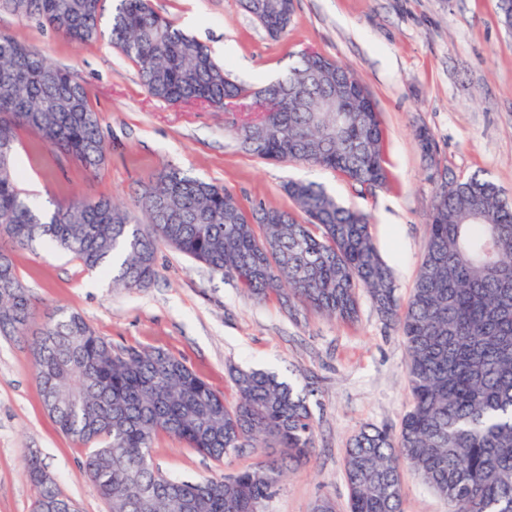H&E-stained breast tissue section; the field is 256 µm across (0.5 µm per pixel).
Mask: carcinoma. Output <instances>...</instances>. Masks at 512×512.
<instances>
[{
  "instance_id": "obj_1",
  "label": "carcinoma",
  "mask_w": 512,
  "mask_h": 512,
  "mask_svg": "<svg viewBox=\"0 0 512 512\" xmlns=\"http://www.w3.org/2000/svg\"><path fill=\"white\" fill-rule=\"evenodd\" d=\"M103 0H0V6L71 42L101 36ZM268 36L288 32L294 0H241ZM110 40L159 100L218 112L246 108L274 87L288 108L234 128L240 148L266 162L330 169L362 190L387 181L376 106L352 68L304 52L275 82L254 89L228 77L208 48L173 28L149 0H118ZM353 91L337 96L336 74ZM95 172L106 159L99 114L69 70L0 35V241L45 239L112 283L143 288L166 244L222 273L259 299L308 305L343 321L357 317V291L402 332L412 404L397 433L369 426L346 451L349 512H401V464L414 468L457 512H512V202L477 173L436 187L422 263L406 306L380 257L368 215L313 182L290 181L294 210L249 213L232 193L170 169L139 199L147 218L109 197L68 201L52 212L20 187L17 132ZM37 314L0 246V335L19 337ZM42 404L59 430L87 449L82 472L110 512H263L287 477L286 461L314 448L307 394L262 370L232 372L229 406L181 359L159 348L117 351L77 312L60 308L32 342ZM164 433L218 462L241 448L281 449L229 476L168 477L152 461ZM34 512H77L31 458Z\"/></svg>"
}]
</instances>
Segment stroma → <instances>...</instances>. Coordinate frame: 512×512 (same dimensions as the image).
<instances>
[{
    "label": "stroma",
    "mask_w": 512,
    "mask_h": 512,
    "mask_svg": "<svg viewBox=\"0 0 512 512\" xmlns=\"http://www.w3.org/2000/svg\"><path fill=\"white\" fill-rule=\"evenodd\" d=\"M498 0H294V19L271 39L240 0H150L171 25L195 37L225 64L231 78L257 86L284 75L307 49L351 66L381 114L388 180L364 193L335 172L297 162L263 163L243 152L225 113L170 104L149 95L136 65L109 36L90 44L68 41L7 9L0 34L16 37L55 65L73 72L99 112L108 154L89 174L39 138L20 132L15 163L21 186L44 209L108 196L137 222V200L163 170L177 168L224 186L245 209L290 208L283 186L314 182L346 206L367 213L397 295L407 301L423 259L425 224L437 175L460 180L480 173L512 196V33ZM432 135L425 155L418 129ZM16 273L38 315L79 312L115 349L169 351L234 404V367L275 373L309 390L315 446L288 473L265 512H311L330 496L348 512L346 448L364 425L398 431L411 401L407 353L397 326L386 323L366 292L355 321L315 309L258 300L231 278L160 246L149 287L126 290L108 272H91L45 241L14 249ZM32 337L0 336V512H32L34 490L26 462L38 458L80 512H108L81 473L85 450L60 432L42 405ZM153 461L170 477L196 480L230 474L259 459L245 448L216 462L167 435ZM402 512H450L410 466H403Z\"/></svg>",
    "instance_id": "1"
}]
</instances>
